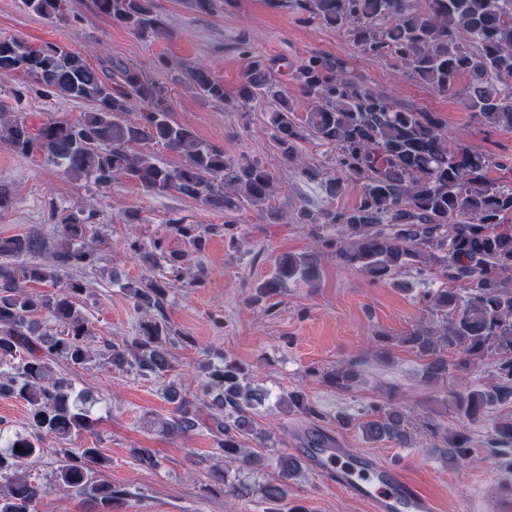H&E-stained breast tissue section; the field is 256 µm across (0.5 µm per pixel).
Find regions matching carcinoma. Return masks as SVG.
Instances as JSON below:
<instances>
[{
  "label": "carcinoma",
  "mask_w": 512,
  "mask_h": 512,
  "mask_svg": "<svg viewBox=\"0 0 512 512\" xmlns=\"http://www.w3.org/2000/svg\"><path fill=\"white\" fill-rule=\"evenodd\" d=\"M28 11L49 19H66L64 0H23ZM306 22L346 31L359 52L388 57L401 75L438 93L459 97L479 124L512 129V0H270ZM99 13L148 38L166 32L155 0H95ZM22 72L47 95H56L90 111L74 122H51L33 131L19 116H0V143L23 155L39 153L76 179L108 185L123 177L155 194L175 192L224 213V224H186L170 218L167 225L188 240L198 253L207 235L232 226L229 217L248 208L262 213L274 193L271 173L255 160L234 159L224 149L201 140L195 131L174 120L172 108L144 68L112 59L97 69L79 52L53 44L39 47L21 37L0 39V78ZM467 84L458 85L460 77ZM183 83L194 94L224 110L253 103L270 106L268 123L284 158L312 172L298 154L307 139L336 147V166L345 177L321 182L334 199L350 181L361 185L352 208L312 211L300 207L293 219L320 229L339 227L340 234L325 247L345 266L373 281H384L402 268L422 273L433 266L467 290L439 288L427 295L429 306L448 316L439 327H417L394 341L429 358L425 376L431 383L464 372L487 354L500 356L503 384L490 389H465L452 394L456 411L476 419L488 409L512 399V188L489 177L496 165L472 150L458 135L445 132L438 115L399 104L390 96L357 79L347 61L314 54L291 70L300 95L311 103L298 115L296 99L279 83L271 66L252 61L237 90L228 93L224 82L201 64H186ZM140 108L134 120L124 115ZM132 144L160 145L176 155L175 166L150 151L133 153ZM95 230L80 212L63 216L59 232L50 240L38 231L0 237V396L24 402L27 432L7 439L0 452V512H34L47 486L32 479L28 463L43 451L46 435L69 443L92 429V397L76 391L61 365L83 366L91 361L92 332L79 308L84 284L67 277L74 268H92L98 253L89 245ZM141 262L156 267L157 278L131 280L123 288L137 309L161 311L173 280L183 277L186 254L166 251L162 242L150 247L133 244ZM324 252L282 254L273 270L256 287L260 297H272L289 281L315 284ZM51 283L53 294H38L30 283ZM46 313L63 327L59 334L41 330L32 319ZM174 332L165 317L152 316L139 324L137 334L120 344L107 345L105 359L113 368L143 379L160 378L173 368L169 345ZM456 349L451 362L444 353ZM202 395L209 398L202 413L199 398H190L176 385L165 388L173 404L162 431L186 433L200 427L215 437L225 462L251 471L264 467L259 455L244 447L251 437L260 444L266 435L256 428L253 410L264 400L251 387L249 368L223 357L204 367ZM356 365L321 373L331 386H355ZM364 437L407 441L403 415L389 408L385 416L355 422ZM468 438L446 441L444 454L454 460L464 454ZM22 451L15 452L16 448ZM53 471L56 487L112 512L129 493L94 480L111 459L95 447L58 448ZM279 476L262 486L267 512H282L288 481L301 472V459L282 456ZM224 495H244L246 486L215 474Z\"/></svg>",
  "instance_id": "carcinoma-1"
}]
</instances>
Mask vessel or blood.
I'll return each mask as SVG.
<instances>
[{"mask_svg":"<svg viewBox=\"0 0 512 512\" xmlns=\"http://www.w3.org/2000/svg\"><path fill=\"white\" fill-rule=\"evenodd\" d=\"M307 461L336 478L337 487L371 504L373 512H434L431 499L400 470L345 448H312ZM478 512H512V471L502 470L476 491Z\"/></svg>","mask_w":512,"mask_h":512,"instance_id":"1","label":"vessel or blood"}]
</instances>
